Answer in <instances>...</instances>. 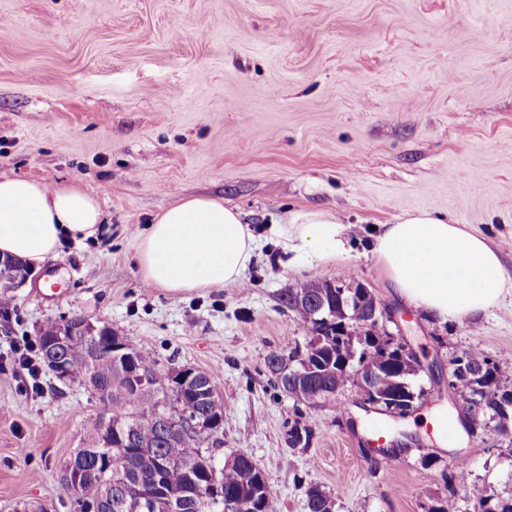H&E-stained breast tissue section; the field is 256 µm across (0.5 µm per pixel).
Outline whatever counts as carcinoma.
<instances>
[{
    "label": "carcinoma",
    "instance_id": "1",
    "mask_svg": "<svg viewBox=\"0 0 512 512\" xmlns=\"http://www.w3.org/2000/svg\"><path fill=\"white\" fill-rule=\"evenodd\" d=\"M288 308L311 333L307 354L288 370V381L272 377L280 391L313 406L350 384L344 370L345 357L361 349L360 360L371 368L379 392L398 386L397 373L389 367L394 352L374 343L375 329L361 325L363 310L357 302L341 301L332 294L326 306L318 308L316 283L290 288ZM88 320L74 315L69 320L44 325L37 336L39 351L64 335L87 328ZM112 327L102 325L84 340L62 347L67 356L68 381L88 383L106 395L100 397L102 411L90 417L84 427L81 448L66 461L61 471L79 474L88 507L94 512H224V500L241 504L238 512H268L272 492L263 471L252 456L240 450L210 470V478L221 484L224 498H202V477L198 469L208 459L213 433L208 422L224 417V402L217 375L203 371L195 382V392L180 393L164 386L156 361L129 341L127 356L135 359L131 371L124 356L108 348ZM448 377L467 400L478 406L482 418L495 423V430L508 431L504 423L512 415V389L504 384L497 366L480 349H471L452 361ZM195 418L202 422L192 435L174 436L164 429L162 419ZM109 422L112 438H107L104 422ZM114 447H108V444ZM448 497L429 512H456V485L467 481L469 466L456 456L448 462ZM328 494L317 486L307 492V512H332ZM471 512H512V499L494 494H478Z\"/></svg>",
    "mask_w": 512,
    "mask_h": 512
}]
</instances>
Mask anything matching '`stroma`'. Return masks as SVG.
<instances>
[{
    "label": "stroma",
    "instance_id": "1",
    "mask_svg": "<svg viewBox=\"0 0 512 512\" xmlns=\"http://www.w3.org/2000/svg\"><path fill=\"white\" fill-rule=\"evenodd\" d=\"M0 176L79 182L104 219L99 238L64 242L12 292L1 354L7 335L80 315L160 371H218L212 453L252 456L269 512H306L312 485L333 512H428L457 454L470 465L460 512L480 491L512 498V433L481 427L443 446L427 422L462 418L448 370L465 351L483 350L512 382V292L442 321L402 302L366 246L379 225L425 210L484 236L512 279V0H0ZM193 196L224 200L260 234L297 211L328 212L352 249L332 265L286 266L263 240L234 286H147L138 235ZM351 277L406 318L425 366L410 378L426 393L410 416L363 410L353 386L311 406L271 382L268 356L309 339L286 289ZM100 408L51 372L29 396L0 373V512H73L60 469ZM376 422L410 450L368 453ZM296 424L312 430L308 446L289 447Z\"/></svg>",
    "mask_w": 512,
    "mask_h": 512
}]
</instances>
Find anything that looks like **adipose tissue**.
I'll return each instance as SVG.
<instances>
[{
	"label": "adipose tissue",
	"mask_w": 512,
	"mask_h": 512,
	"mask_svg": "<svg viewBox=\"0 0 512 512\" xmlns=\"http://www.w3.org/2000/svg\"><path fill=\"white\" fill-rule=\"evenodd\" d=\"M98 198L74 182L54 186L0 177V255L40 267L60 238L96 237ZM268 238L282 255L310 265L343 259L347 228L336 216L300 211L270 224ZM397 294L441 318L473 317L499 305L512 281L497 252L477 233L426 211L382 225L369 242ZM258 248L235 207L195 196L157 215L139 235L136 260L143 281L173 292L237 283Z\"/></svg>",
	"instance_id": "ef3b65f1"
}]
</instances>
